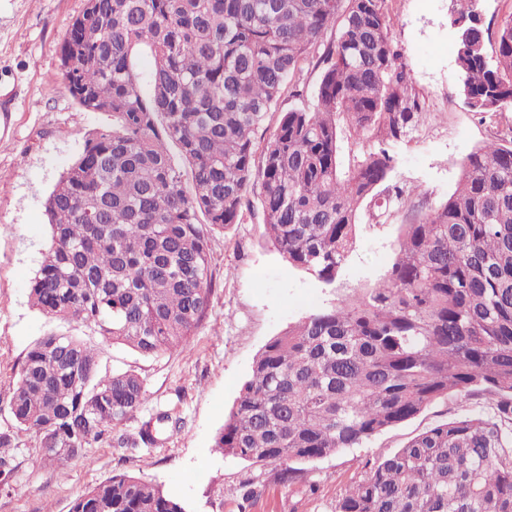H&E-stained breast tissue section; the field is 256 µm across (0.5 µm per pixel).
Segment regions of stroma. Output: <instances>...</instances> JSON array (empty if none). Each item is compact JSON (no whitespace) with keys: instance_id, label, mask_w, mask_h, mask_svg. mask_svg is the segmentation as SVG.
I'll use <instances>...</instances> for the list:
<instances>
[{"instance_id":"35a3bbf8","label":"stroma","mask_w":512,"mask_h":512,"mask_svg":"<svg viewBox=\"0 0 512 512\" xmlns=\"http://www.w3.org/2000/svg\"><path fill=\"white\" fill-rule=\"evenodd\" d=\"M86 0H0V435H9L8 473L0 475V512H68L89 488L127 473L159 483L189 512H239L238 488L257 478L250 512H334L338 496L368 467L413 436L453 417L440 400L417 417L348 448L302 464V480L284 485L273 466L258 467L217 453L214 437L248 378L257 353L290 323L335 302L334 290L291 267L265 235L260 215L209 235L212 292L207 315L185 352L144 357L102 337L90 342L105 372L133 370L144 380L139 419L117 434L135 437L140 418L158 412L179 419L151 448L94 445L87 461L43 463L33 433L20 429L8 403L25 357L49 333L75 326L31 308L28 288L50 241L45 203L83 148L84 133L106 130L112 116L80 107L60 76V47ZM449 0H386L392 37L427 117L394 148L393 182L419 186L429 204L451 193L459 165L477 146L512 124V112L480 119L449 100L456 81V39ZM398 237L394 223L363 220L356 249L338 282L342 289L373 283L388 269Z\"/></svg>"}]
</instances>
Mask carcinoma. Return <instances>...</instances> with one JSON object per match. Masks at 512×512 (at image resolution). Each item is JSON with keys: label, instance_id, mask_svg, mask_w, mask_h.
<instances>
[{"label": "carcinoma", "instance_id": "obj_1", "mask_svg": "<svg viewBox=\"0 0 512 512\" xmlns=\"http://www.w3.org/2000/svg\"><path fill=\"white\" fill-rule=\"evenodd\" d=\"M384 3L96 0L84 9L75 22L87 24L71 26L60 47L61 75L83 109L112 115V129L84 134L46 200L51 244L31 281L33 306L145 357L187 350L209 307V234L241 223L251 195L283 259L336 287L362 214L385 221L420 196L390 183L392 148L426 112ZM451 3L468 38L455 59L465 82L450 97L483 117L512 109V19L490 54L473 0ZM309 65L321 69L311 92ZM285 93L296 106L258 143ZM345 130L378 142L347 172ZM459 170L446 200L400 225L380 280L259 351L216 451L278 466L291 484L296 465L460 397L465 413L365 470L335 512H512V127ZM144 401L138 373L104 374L93 345L51 333L28 351L9 408L46 463L68 466ZM169 421L152 416L117 444L154 446ZM68 512L188 510L162 485L117 474Z\"/></svg>", "mask_w": 512, "mask_h": 512}]
</instances>
